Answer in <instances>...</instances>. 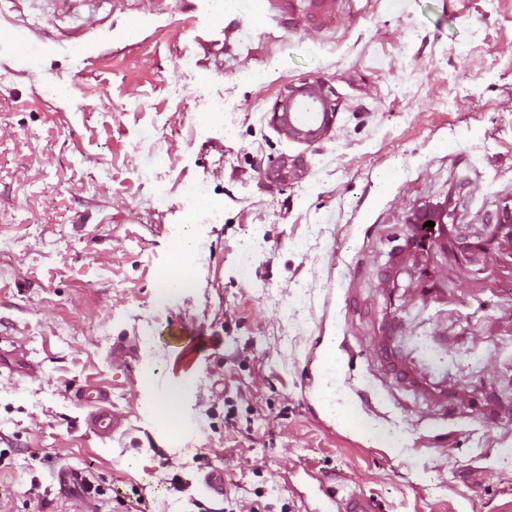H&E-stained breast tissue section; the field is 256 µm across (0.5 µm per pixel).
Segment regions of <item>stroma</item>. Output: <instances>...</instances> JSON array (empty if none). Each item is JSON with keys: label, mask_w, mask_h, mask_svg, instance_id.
Segmentation results:
<instances>
[{"label": "stroma", "mask_w": 512, "mask_h": 512, "mask_svg": "<svg viewBox=\"0 0 512 512\" xmlns=\"http://www.w3.org/2000/svg\"><path fill=\"white\" fill-rule=\"evenodd\" d=\"M209 10L0 0V512H73L65 468L97 512H315L354 488L381 512H512V238L488 236L512 200V0ZM317 78L335 123L289 140L272 109ZM215 99L223 124L192 137ZM192 182L223 221L195 226V286L162 306ZM450 195L460 238L426 294L394 255ZM88 386L122 432L87 433ZM172 391L189 448L158 415ZM320 381H321V400L323 407L330 413H334L335 415L339 413V408L336 405V402L332 395V389L335 379V371L334 368L326 364L322 367L320 375H319ZM330 384V386H328Z\"/></svg>", "instance_id": "35a3bbf8"}]
</instances>
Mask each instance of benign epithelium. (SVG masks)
<instances>
[{
	"label": "benign epithelium",
	"mask_w": 512,
	"mask_h": 512,
	"mask_svg": "<svg viewBox=\"0 0 512 512\" xmlns=\"http://www.w3.org/2000/svg\"><path fill=\"white\" fill-rule=\"evenodd\" d=\"M334 96L335 92L327 82L319 79L285 88L273 112L276 127L286 137L299 142L312 143L321 139L331 128L336 115ZM302 107L316 112V121L308 124L300 122L296 112ZM452 205L453 197L450 196L446 204L415 214L412 223L424 224L432 221L443 224L445 218L453 216Z\"/></svg>",
	"instance_id": "obj_1"
}]
</instances>
